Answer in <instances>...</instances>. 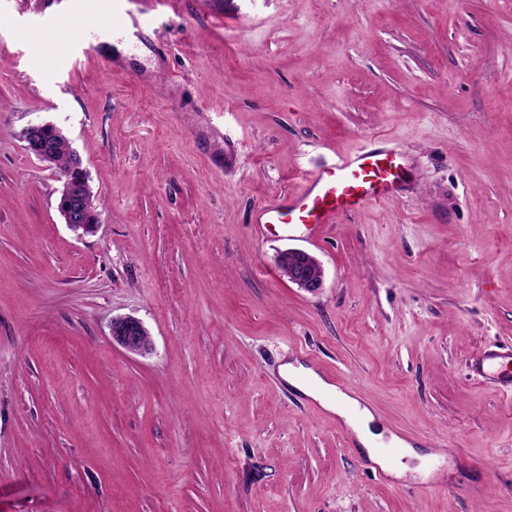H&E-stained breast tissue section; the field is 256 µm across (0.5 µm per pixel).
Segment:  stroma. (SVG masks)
Listing matches in <instances>:
<instances>
[{
	"instance_id": "stroma-1",
	"label": "stroma",
	"mask_w": 512,
	"mask_h": 512,
	"mask_svg": "<svg viewBox=\"0 0 512 512\" xmlns=\"http://www.w3.org/2000/svg\"><path fill=\"white\" fill-rule=\"evenodd\" d=\"M82 3L66 53L72 0H0V512H512V392L470 370L512 347V0H139L133 55ZM44 122L94 234L23 148ZM371 141L412 176L323 230L308 293L253 213ZM287 362L432 472L379 479ZM61 131L51 123L28 125L21 132L26 152L38 160L56 164L61 172L62 183L58 199V211L67 226L79 236L93 234L100 223V212L95 205V195L89 184L87 170L82 161L71 164V152L62 143L57 155V141ZM68 169V170H67ZM112 344L135 354H145L151 350L148 330L136 317L113 318L110 325Z\"/></svg>"
}]
</instances>
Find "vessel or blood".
Wrapping results in <instances>:
<instances>
[{"label": "vessel or blood", "instance_id": "b4317fda", "mask_svg": "<svg viewBox=\"0 0 512 512\" xmlns=\"http://www.w3.org/2000/svg\"><path fill=\"white\" fill-rule=\"evenodd\" d=\"M407 173L403 154L393 149L368 145L340 153L332 164L308 176L298 192L259 206L253 222L259 232L274 225L284 237L313 245L325 225L370 202L395 197ZM473 368L483 378L512 388V350H484Z\"/></svg>", "mask_w": 512, "mask_h": 512}]
</instances>
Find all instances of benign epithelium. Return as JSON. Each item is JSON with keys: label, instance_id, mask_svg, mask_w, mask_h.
Listing matches in <instances>:
<instances>
[{"label": "benign epithelium", "instance_id": "obj_1", "mask_svg": "<svg viewBox=\"0 0 512 512\" xmlns=\"http://www.w3.org/2000/svg\"><path fill=\"white\" fill-rule=\"evenodd\" d=\"M60 135L61 131L53 124L37 123L24 128L21 139L28 154L40 161L54 163ZM60 181L62 186L57 208L64 223L80 236L95 233L100 223V212L82 162L74 163L61 173ZM283 256L288 262V276L292 283L311 294H317L324 288L323 269L307 251L290 248L283 251ZM110 336L113 345L127 352L145 354L151 350L148 330L136 317L112 319Z\"/></svg>", "mask_w": 512, "mask_h": 512}]
</instances>
